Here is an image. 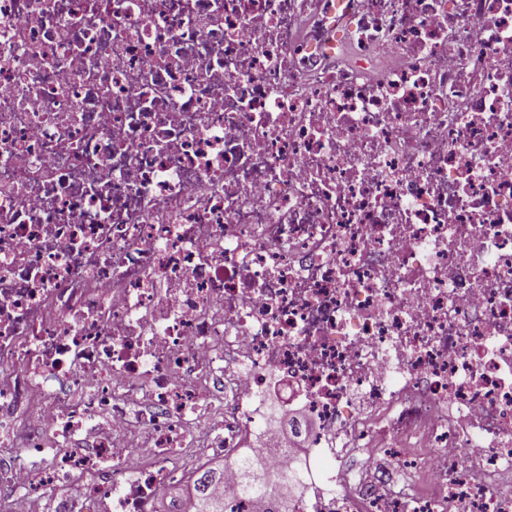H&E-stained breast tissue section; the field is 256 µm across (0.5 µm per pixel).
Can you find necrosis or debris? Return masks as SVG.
Returning a JSON list of instances; mask_svg holds the SVG:
<instances>
[{"label": "necrosis or debris", "mask_w": 512, "mask_h": 512, "mask_svg": "<svg viewBox=\"0 0 512 512\" xmlns=\"http://www.w3.org/2000/svg\"><path fill=\"white\" fill-rule=\"evenodd\" d=\"M248 428L512 512V0H0V512H272ZM217 477L214 471H205L195 483V499L198 502L197 512H225L224 502L215 498L209 491V484Z\"/></svg>", "instance_id": "1"}]
</instances>
